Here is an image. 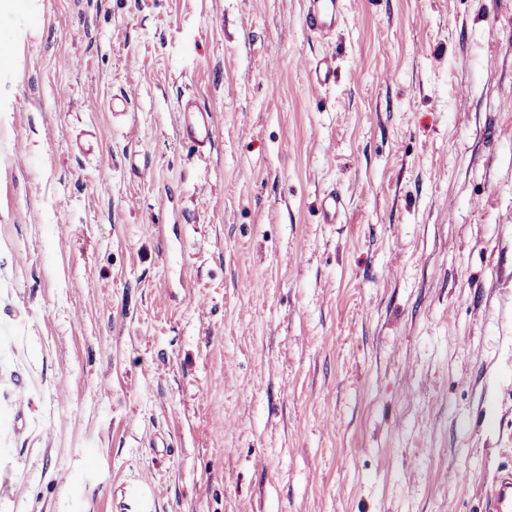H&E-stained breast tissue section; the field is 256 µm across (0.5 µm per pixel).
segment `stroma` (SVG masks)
I'll list each match as a JSON object with an SVG mask.
<instances>
[{
  "label": "stroma",
  "instance_id": "obj_1",
  "mask_svg": "<svg viewBox=\"0 0 512 512\" xmlns=\"http://www.w3.org/2000/svg\"><path fill=\"white\" fill-rule=\"evenodd\" d=\"M304 8L0 0V512H484L512 468V0ZM304 22L317 35L333 32L341 21L338 0H305ZM309 84L319 90L329 85L335 78L334 58L329 55L316 57L308 63ZM177 112L179 138L196 147L199 154L211 149L216 139V123L212 112L202 108L191 97L179 102Z\"/></svg>",
  "mask_w": 512,
  "mask_h": 512
}]
</instances>
